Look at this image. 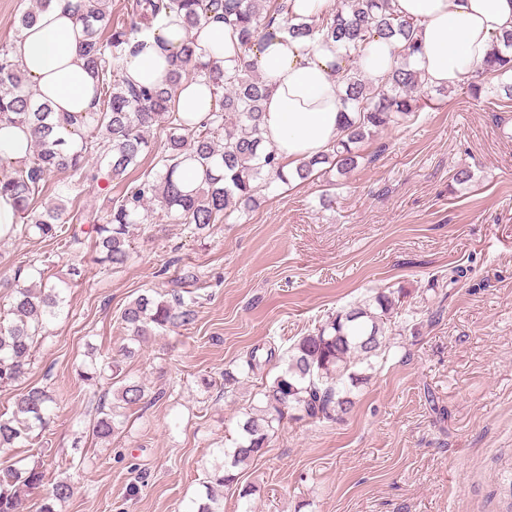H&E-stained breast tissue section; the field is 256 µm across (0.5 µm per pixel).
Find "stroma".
Masks as SVG:
<instances>
[{"mask_svg": "<svg viewBox=\"0 0 512 512\" xmlns=\"http://www.w3.org/2000/svg\"><path fill=\"white\" fill-rule=\"evenodd\" d=\"M414 119L374 134L359 168L335 189L319 179L274 183L257 207L202 237L157 221L135 230L130 260L105 271L92 250L35 236L0 244V280L29 261L71 283L38 346L29 381L58 399L46 484L70 481L57 512H185L201 492L210 449L280 372L262 364L220 390L252 349L287 351L331 314L380 290L405 298L353 409L329 423L285 421L259 458L238 468L250 499L224 491V512H512V101L498 79L422 88ZM63 191L100 215L151 170ZM469 181H456L458 171ZM465 277H457V269ZM196 281H183L185 272ZM193 292L195 321L123 360L147 392L109 441L89 424L107 382L83 381L88 351L119 357L122 310L139 294Z\"/></svg>", "mask_w": 512, "mask_h": 512, "instance_id": "obj_1", "label": "stroma"}]
</instances>
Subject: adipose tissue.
Instances as JSON below:
<instances>
[{
  "instance_id": "1",
  "label": "adipose tissue",
  "mask_w": 512,
  "mask_h": 512,
  "mask_svg": "<svg viewBox=\"0 0 512 512\" xmlns=\"http://www.w3.org/2000/svg\"><path fill=\"white\" fill-rule=\"evenodd\" d=\"M393 7L419 24V49L410 66L435 86L460 82L486 58L495 38L512 30V0H394ZM143 41V48L123 61L124 73L135 85L164 83L172 53L189 41L203 63L230 69L240 62L237 37L220 20L190 28L174 14ZM83 43L82 25L57 0L23 30L16 44L15 55L30 84L55 111L79 114L95 108V80L84 67ZM254 61L271 82L263 103L266 144L275 146L291 166L326 150L342 121L336 71L346 65L343 48L318 37L294 38L276 31L256 45ZM172 105L202 119L214 108L212 88L202 76L183 81Z\"/></svg>"
}]
</instances>
